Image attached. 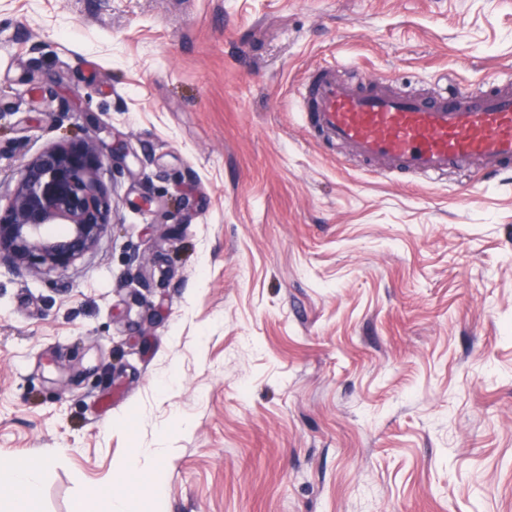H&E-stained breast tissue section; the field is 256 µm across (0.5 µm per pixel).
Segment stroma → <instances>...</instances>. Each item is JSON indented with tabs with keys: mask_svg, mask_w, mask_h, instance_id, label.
<instances>
[{
	"mask_svg": "<svg viewBox=\"0 0 512 512\" xmlns=\"http://www.w3.org/2000/svg\"><path fill=\"white\" fill-rule=\"evenodd\" d=\"M328 64L512 82V0H0V181L127 153L91 254L0 264V459L42 462L35 512H108L166 432L143 512H512V171L350 156L298 108ZM165 451V448L146 449L141 451L125 463V469L128 472L140 475L135 484H127L123 487H113L112 491L101 489L100 494L107 496L109 500V512H130L132 502L136 498H144L150 501L154 496H158L160 484L158 482L145 480L142 473L141 458L147 456H157Z\"/></svg>",
	"mask_w": 512,
	"mask_h": 512,
	"instance_id": "35a3bbf8",
	"label": "stroma"
}]
</instances>
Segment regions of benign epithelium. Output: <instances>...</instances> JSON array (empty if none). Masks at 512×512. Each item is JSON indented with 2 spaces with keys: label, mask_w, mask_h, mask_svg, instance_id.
<instances>
[{
  "label": "benign epithelium",
  "mask_w": 512,
  "mask_h": 512,
  "mask_svg": "<svg viewBox=\"0 0 512 512\" xmlns=\"http://www.w3.org/2000/svg\"><path fill=\"white\" fill-rule=\"evenodd\" d=\"M103 163L93 139L54 142L31 157L0 213V262L36 274L63 271L91 253L113 213Z\"/></svg>",
  "instance_id": "1"
}]
</instances>
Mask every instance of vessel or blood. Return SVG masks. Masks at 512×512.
I'll use <instances>...</instances> for the list:
<instances>
[{"label":"vessel or blood","mask_w":512,"mask_h":512,"mask_svg":"<svg viewBox=\"0 0 512 512\" xmlns=\"http://www.w3.org/2000/svg\"><path fill=\"white\" fill-rule=\"evenodd\" d=\"M308 123L354 156L428 178L467 169L512 167V86L457 88L436 96L396 95L381 82L337 78L323 66L303 95Z\"/></svg>","instance_id":"obj_1"}]
</instances>
